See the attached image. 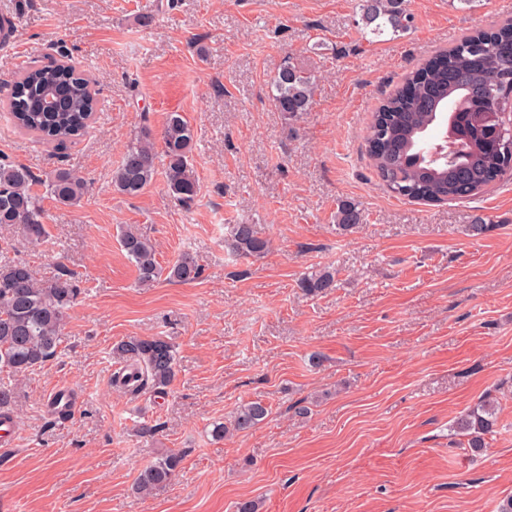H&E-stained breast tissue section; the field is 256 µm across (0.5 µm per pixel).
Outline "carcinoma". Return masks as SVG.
I'll return each mask as SVG.
<instances>
[{"instance_id":"1","label":"carcinoma","mask_w":512,"mask_h":512,"mask_svg":"<svg viewBox=\"0 0 512 512\" xmlns=\"http://www.w3.org/2000/svg\"><path fill=\"white\" fill-rule=\"evenodd\" d=\"M406 0H363L362 20L375 34L389 28L392 34L406 29ZM512 85V20L495 29L476 28L454 46L428 60L405 79L374 112L365 137V151L384 185L396 196L417 201H451L477 195L498 183L509 171L502 154L485 141V127L501 124L512 130V116L496 113V99ZM273 101L291 118L308 112L313 103L315 78L293 64L283 66L273 80ZM90 81L71 60L29 67L14 81L5 110L14 125L52 143L83 135L95 112ZM455 113L462 137L448 146V159L434 160L435 146L425 141L428 129ZM157 150L149 130L143 129L127 145L121 164L112 176L116 191L137 196L154 180L158 162H164L166 193L178 206L189 208L198 194L191 164L193 133L178 112L170 113ZM26 166L0 161V224L18 225L33 241L47 235L44 211L33 186L40 183ZM49 194L62 204L75 203L83 180L59 171L43 181ZM354 205L339 208L338 224L351 228L360 223ZM230 246L240 258H259L269 242L253 224L229 225ZM121 246L134 264L137 282L149 288L161 277L190 283L201 275L195 257L184 251L164 267L154 243L128 227ZM329 269L307 274L299 287L322 294L334 287ZM80 293L70 278H39L25 261L0 265V374L16 377L57 356L69 309ZM119 364L113 384L133 395L165 394L176 378V349L164 336H129L112 346ZM13 388L0 384V423L11 420ZM269 414L261 401L242 406L230 425H214L217 436L232 430L247 432ZM498 420V401L489 396L457 418L452 431L467 438L474 454L486 448L485 436ZM182 462L169 453L144 467L136 479V493L149 495L169 484Z\"/></svg>"}]
</instances>
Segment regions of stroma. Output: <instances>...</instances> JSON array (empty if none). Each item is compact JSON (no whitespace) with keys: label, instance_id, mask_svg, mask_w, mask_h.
<instances>
[{"label":"stroma","instance_id":"35a3bbf8","mask_svg":"<svg viewBox=\"0 0 512 512\" xmlns=\"http://www.w3.org/2000/svg\"><path fill=\"white\" fill-rule=\"evenodd\" d=\"M399 34H374L360 0H0V103L29 62L67 53L91 82L95 118L79 139L46 143L0 111V157L38 177L48 236L0 227V263L73 274L80 294L60 353L15 377L16 428L0 448V512H497L512 495V177L465 200H402L364 149L373 112L406 75L475 26L512 18V0H410ZM316 78L300 117L278 112L285 60ZM194 130L198 195L168 197L164 175L129 197L112 173L142 129L170 113ZM85 182L65 206L42 184ZM362 214L340 230V203ZM484 232H473L477 220ZM256 225L261 258L235 256L229 225ZM134 227L161 265L190 251L195 282L137 284L121 247ZM328 267L311 296L302 274ZM163 336L178 375L162 397L112 385V345ZM320 365H312V355ZM76 396L74 417L47 406ZM500 403L487 449L450 426L485 395ZM308 401V416L293 406ZM265 403L256 429L214 424ZM158 429L138 436L140 422ZM179 471L148 498L143 466L167 452ZM335 275L329 269H319L318 271L307 274L299 281V288H302L309 294H322L329 288H334Z\"/></svg>","mask_w":512,"mask_h":512}]
</instances>
